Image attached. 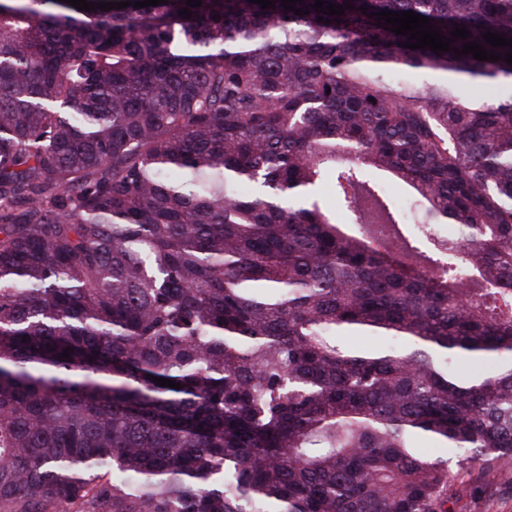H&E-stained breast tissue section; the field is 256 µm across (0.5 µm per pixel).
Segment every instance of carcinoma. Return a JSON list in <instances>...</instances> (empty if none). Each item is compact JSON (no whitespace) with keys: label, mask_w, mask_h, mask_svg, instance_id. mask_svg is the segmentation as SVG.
<instances>
[{"label":"carcinoma","mask_w":512,"mask_h":512,"mask_svg":"<svg viewBox=\"0 0 512 512\" xmlns=\"http://www.w3.org/2000/svg\"><path fill=\"white\" fill-rule=\"evenodd\" d=\"M314 4L0 0V512H449L423 444L512 465V65L369 17L503 56L512 0Z\"/></svg>","instance_id":"1"}]
</instances>
